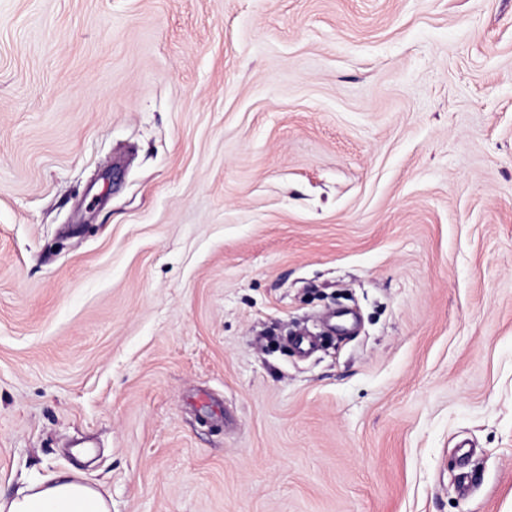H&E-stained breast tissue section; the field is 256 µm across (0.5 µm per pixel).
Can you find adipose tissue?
Returning a JSON list of instances; mask_svg holds the SVG:
<instances>
[{
    "label": "adipose tissue",
    "mask_w": 512,
    "mask_h": 512,
    "mask_svg": "<svg viewBox=\"0 0 512 512\" xmlns=\"http://www.w3.org/2000/svg\"><path fill=\"white\" fill-rule=\"evenodd\" d=\"M0 512H111L107 499L69 471L56 474L43 488L0 497Z\"/></svg>",
    "instance_id": "obj_1"
}]
</instances>
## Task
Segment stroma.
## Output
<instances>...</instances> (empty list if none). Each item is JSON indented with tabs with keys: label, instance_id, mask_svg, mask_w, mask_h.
<instances>
[{
	"label": "stroma",
	"instance_id": "35a3bbf8",
	"mask_svg": "<svg viewBox=\"0 0 512 512\" xmlns=\"http://www.w3.org/2000/svg\"><path fill=\"white\" fill-rule=\"evenodd\" d=\"M512 512V0H0V495Z\"/></svg>",
	"mask_w": 512,
	"mask_h": 512
}]
</instances>
